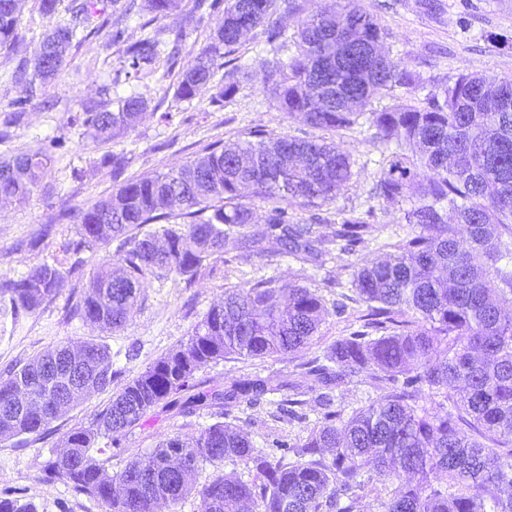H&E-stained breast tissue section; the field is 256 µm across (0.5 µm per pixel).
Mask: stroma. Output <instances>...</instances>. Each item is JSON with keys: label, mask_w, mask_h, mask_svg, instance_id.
<instances>
[{"label": "stroma", "mask_w": 512, "mask_h": 512, "mask_svg": "<svg viewBox=\"0 0 512 512\" xmlns=\"http://www.w3.org/2000/svg\"><path fill=\"white\" fill-rule=\"evenodd\" d=\"M367 10L390 34L388 58L397 68L415 71L423 88H393L377 98L381 110L409 98L423 99L428 90L448 84L461 72L512 80V0H363ZM222 10L197 7L196 0H183L181 9L155 20L154 28L182 31L179 67L189 65L218 28ZM108 30L92 35L72 53L65 73L49 83L43 98L32 100L10 136L0 140V158L33 147L37 139L56 142L54 162L42 188L28 202L0 201V281L27 272L32 266L63 260L62 242L74 238L76 226L67 214L92 205L117 191L125 179L167 171L192 159L205 144L247 138L255 128L284 132L296 138L324 137L348 150L354 175L347 187L321 211L318 235L328 239V251L319 263L278 254L274 242L257 255L242 249L238 240H227L224 256L212 261L188 285L176 277H147L140 299L124 329L104 332L95 325L74 319L71 305L88 285L92 269L105 251L85 252V263L75 275L65 278L53 300L18 322L0 319V376L17 370L35 355L69 341H95L108 347L114 368L120 369L111 391L95 392L59 416L40 436H23L0 442V490L19 488L34 501L39 512H106L100 501L73 497L60 482L45 484L40 468L50 451L61 449L62 439L74 427L89 424L109 401L112 390L125 379L146 369L170 349L185 341L193 326L224 291L246 287L261 279L295 283L322 296L328 315L321 327L318 348L359 329V316L366 306L352 287L353 273L363 257H383L406 231L403 213L385 207L375 195L380 175L381 145L368 126L320 132L302 119L278 112L259 80L273 58L262 29H254L238 54L251 73L229 104L211 103L209 97L187 104L173 99L172 78L148 76L135 81V90L150 106L127 134L109 141L92 139L70 117L83 106L97 104L99 91L111 83L119 67L118 49L109 43ZM106 153L121 156V173L98 167ZM372 211L365 241L353 250H342L334 237L346 213ZM55 233L39 238L43 225ZM268 379L283 389L265 395L253 406L242 405L234 425L254 445L274 452L277 444L295 443L318 422L316 397L321 389L300 368L296 359L279 356L263 360L228 358L209 363L195 374L201 389L224 391L243 379ZM306 400L305 420L288 419L279 403L287 397ZM218 407H203L184 415L162 406L149 412L141 426L131 429L121 447L113 449L107 466L122 469L133 456L149 452L166 436L192 441L198 432L217 421Z\"/></svg>", "instance_id": "35a3bbf8"}]
</instances>
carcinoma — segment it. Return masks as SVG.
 Returning a JSON list of instances; mask_svg holds the SVG:
<instances>
[{
    "label": "carcinoma",
    "instance_id": "cac0c4a2",
    "mask_svg": "<svg viewBox=\"0 0 512 512\" xmlns=\"http://www.w3.org/2000/svg\"><path fill=\"white\" fill-rule=\"evenodd\" d=\"M60 2L39 0V13L53 24L33 50L34 71L23 59L11 74L22 96L10 103L0 137H8L39 88L62 73L70 51L92 31L112 25L108 9L124 18H159L182 4L71 0L61 15ZM276 2L209 4L213 10L224 4L223 21L193 64L178 72L174 96L187 102L201 97L222 69L224 86L211 102L231 99L249 76L234 55L263 26L272 51H288L261 77L277 111L322 130L363 122L380 143L395 144L376 193L388 206L410 202L403 219L414 231L387 258H365L354 272L352 285L366 304L361 329L301 363L324 387L370 370L383 393L346 417L324 412L319 425L288 447L290 460L271 461L226 418L281 386L257 378L225 392H200L195 373L228 356L301 354L320 339L326 309L319 295L297 284L260 280L227 288L224 301L204 314L185 342L131 377L90 425L64 436V451H52L41 479L62 482L73 496L96 499L107 512H155L159 502L175 505L193 492L199 512H244L248 504L254 512H357L375 479L388 489L381 512H512V80L461 73L417 105L373 111L383 90L416 88L421 79L388 63L382 53L388 33L362 0L310 16L292 37L272 20ZM18 25V0H0V50L14 49ZM109 45L119 46L118 72L129 80L151 69L168 41L156 32L129 42L118 28ZM148 108V100L131 90L83 109L73 122L96 139L111 140L132 129ZM52 162L46 146L0 158V198L28 200ZM352 167L350 155L323 138L256 131L244 140L207 144L187 163L129 178L108 198L77 210V238L63 245L76 256L72 266L41 263L0 281V300L14 318L35 313L66 275L83 266L80 254L115 241V255L94 269L73 315L106 331L121 330L147 275L194 282L211 260L224 256L226 238L253 223L255 200L273 203L264 237L280 245V253L316 260L325 253L315 234L322 219L313 214L306 224H291L288 207L314 211L335 201ZM450 213L466 227L464 248L456 224L448 223ZM176 216L185 223L170 222ZM369 216L343 218L336 238L346 241V249L364 242ZM150 224L160 229L145 230ZM117 374L108 347L94 341L77 347L63 342L40 353L0 377V441L41 435L84 395L112 389ZM424 386L438 409L421 404ZM209 400L221 407L224 421L201 429L192 441L168 437L116 472L101 458L159 404L191 414ZM179 456L193 462L184 473L175 467ZM226 459L253 479L217 472L196 486L195 474ZM0 512L38 507L19 489L3 490Z\"/></svg>",
    "mask_w": 512,
    "mask_h": 512
}]
</instances>
